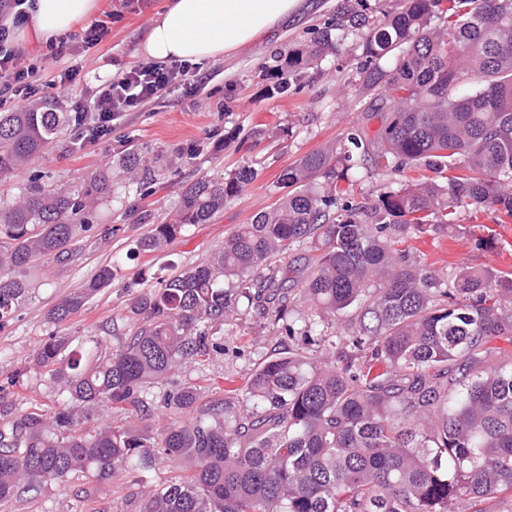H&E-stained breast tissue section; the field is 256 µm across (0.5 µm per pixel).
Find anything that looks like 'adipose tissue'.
I'll return each instance as SVG.
<instances>
[{"mask_svg":"<svg viewBox=\"0 0 512 512\" xmlns=\"http://www.w3.org/2000/svg\"><path fill=\"white\" fill-rule=\"evenodd\" d=\"M301 5L302 0H168L152 21L142 50L160 61L218 60L256 42ZM98 9L99 0H32L14 36L22 43L47 45Z\"/></svg>","mask_w":512,"mask_h":512,"instance_id":"adipose-tissue-1","label":"adipose tissue"}]
</instances>
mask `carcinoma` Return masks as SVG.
<instances>
[{"instance_id": "1", "label": "carcinoma", "mask_w": 512, "mask_h": 512, "mask_svg": "<svg viewBox=\"0 0 512 512\" xmlns=\"http://www.w3.org/2000/svg\"><path fill=\"white\" fill-rule=\"evenodd\" d=\"M365 3L337 0L331 21L268 70L272 93L298 92L327 55L352 47L356 98L379 128L350 134L351 150L313 151L288 167L282 202L207 262L137 295L136 332L96 364L64 358L65 336L43 343L37 360L58 365L63 398L0 429V502L73 475L108 481L166 463L187 474L141 512H456L464 498L512 492V357L479 369L486 344L512 336V278L463 267L441 280L394 255L382 236L456 225L465 209L512 217V0H398L379 16ZM70 121L49 104L0 112V173L19 169ZM354 167L433 177L342 203L339 183ZM256 175L243 166L221 182L197 179L176 221L151 225L133 251L159 250L207 222ZM111 191L103 168L70 190L32 176L18 199L0 203V322L26 297L24 270L44 257L67 260ZM306 244L315 255L293 257L307 271L303 336L324 351L285 347L254 369L240 400L202 411L198 388L177 385L162 407L192 417L153 432L148 385L224 351L230 313L282 321L295 335L292 279L257 271ZM111 283L107 265L47 321L66 323ZM336 314L348 317L344 337L325 334ZM96 406L128 420L78 430Z\"/></svg>"}]
</instances>
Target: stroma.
I'll return each mask as SVG.
<instances>
[{"label":"stroma","instance_id":"1","mask_svg":"<svg viewBox=\"0 0 512 512\" xmlns=\"http://www.w3.org/2000/svg\"><path fill=\"white\" fill-rule=\"evenodd\" d=\"M166 0H142L139 10L124 0H103L100 20L108 39L87 49L76 47L69 64L80 67V79L68 89L52 91L55 111H70L73 102L89 98L118 70L144 62L142 37ZM337 0H307V6L270 35L236 54L203 62L210 75L197 95L174 93L165 106L126 113L112 134L80 146L73 125L54 135L48 147L30 156L21 170L0 174V200L18 198L29 176L40 175L53 187L71 189L102 168L112 173V192L96 210L93 225L74 239L68 261H39L24 277L29 292L11 318L0 323V423L38 405L59 402V390L34 357L50 336H67L73 353L117 348L136 330L130 313L136 293L167 277L206 262L239 225L268 210L282 196L278 178L305 154L338 143L351 127L376 131L378 121L365 120L355 97L354 54L329 56L309 86L288 95H270L266 68L271 52H288L303 41L309 28L333 17ZM137 152L151 173L150 182L128 179L122 158ZM249 166L257 177L223 210L203 224L187 227L161 250L131 255L137 238L150 225L170 221L177 213L184 187L201 177L222 180L238 167ZM463 229L445 226L409 232L402 250L420 259L439 277L465 266L512 273V218L493 210L464 219ZM494 235L498 242L480 246ZM115 265L111 285L101 289L66 324L46 319L48 310L71 290L82 287L105 265ZM288 337L283 324L249 316L224 326V351L204 367L182 369L179 381L196 385L202 403L241 395L253 368L273 357ZM179 475L164 467L119 476L104 483L81 477L46 483L32 496L0 502V512H140L149 495Z\"/></svg>","mask_w":512,"mask_h":512}]
</instances>
